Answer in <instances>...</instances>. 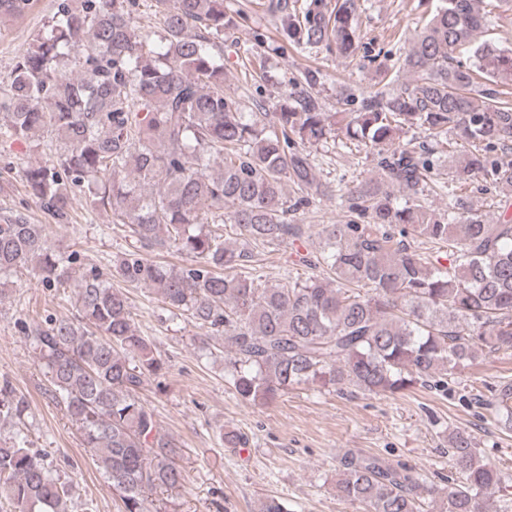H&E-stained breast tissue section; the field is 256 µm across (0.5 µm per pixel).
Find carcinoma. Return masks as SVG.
Returning a JSON list of instances; mask_svg holds the SVG:
<instances>
[{"instance_id":"obj_1","label":"carcinoma","mask_w":512,"mask_h":512,"mask_svg":"<svg viewBox=\"0 0 512 512\" xmlns=\"http://www.w3.org/2000/svg\"><path fill=\"white\" fill-rule=\"evenodd\" d=\"M31 3L0 0V16L23 15ZM155 3L152 39L135 24L139 0H59L0 85L1 139L50 134L52 158L22 170L32 201L64 224L71 189L84 187L91 209L139 243L112 256L110 272L87 270L77 318L24 327L122 512H152L147 493L180 486L183 474L178 446L139 396L165 362L114 277L224 332L228 383L255 405L309 384L376 395L443 388L448 373L512 351V102L491 88L512 76V48L483 42L469 63L456 55L487 26L485 0H440L403 59L412 80L383 78L357 112H324L306 93L288 95L277 112L243 111L224 91L214 53L234 23L224 0ZM357 9L356 0H336L302 20L286 12L280 27L298 48L334 45L350 55ZM411 129L437 146L450 133L468 145L448 153V177L435 171V150L400 142ZM342 136L377 149L381 180L350 190L352 219L327 225L318 254L301 257L321 274L262 284L251 245L297 235L288 215L325 193L306 145ZM215 157L224 160L217 175ZM475 174L499 192L497 222L431 208L429 195L451 201L453 185ZM289 183L298 197L286 195ZM45 228L20 211L0 216V280L24 269L48 288L72 278L79 253L52 248ZM421 239L433 251H421ZM171 247L190 264L170 268L144 255ZM492 406L511 429V381L495 385ZM26 408L0 387V423ZM448 448L462 480L441 495L440 512H489L505 474L464 431L449 433ZM426 491L411 469L377 456H345L336 480L337 496L365 512H419ZM72 499L27 438L0 443V501L15 512H72Z\"/></svg>"}]
</instances>
